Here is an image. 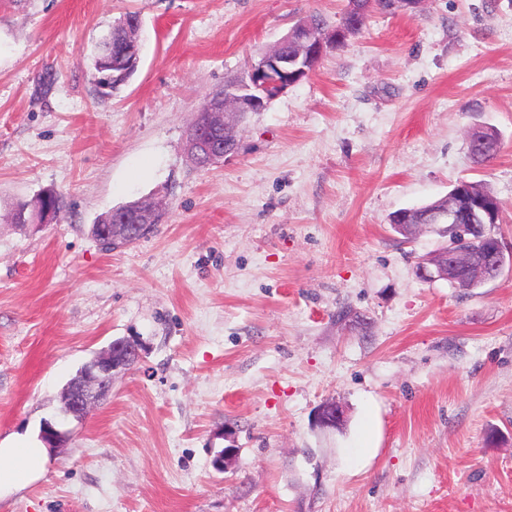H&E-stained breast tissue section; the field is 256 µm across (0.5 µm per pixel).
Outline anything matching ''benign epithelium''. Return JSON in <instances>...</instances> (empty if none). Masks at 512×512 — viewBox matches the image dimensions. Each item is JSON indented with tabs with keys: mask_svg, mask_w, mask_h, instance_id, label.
Wrapping results in <instances>:
<instances>
[{
	"mask_svg": "<svg viewBox=\"0 0 512 512\" xmlns=\"http://www.w3.org/2000/svg\"><path fill=\"white\" fill-rule=\"evenodd\" d=\"M290 39L300 46L297 53L290 54L277 48L264 53L261 64L251 67L241 84L212 96L208 111L198 115L185 135V152L191 160L206 157L215 163L223 159L226 156L224 138L235 129V118L263 110L267 98L261 95V91L267 90L277 96L308 76L321 58L326 44L336 40V32L317 33L309 22L303 21L283 41ZM464 188L466 185H458L453 195L448 197V205L432 211V218L448 221L450 230L461 229L458 225L461 212L453 199L462 196ZM159 208L156 201L147 200L137 209L117 210L112 214L111 224L97 227L95 237L99 240L114 232L135 235L154 224ZM507 267L512 269V247L496 239L483 251L450 249L446 263L434 260L431 255L425 256L420 259L416 271L426 280H446L456 288H470L480 279L486 282L498 279ZM131 357H139L137 344L118 339L87 363L78 378L68 386L64 416L82 419L92 405L109 391L112 373ZM342 419V409L330 401L324 402L317 410L316 421L323 429L336 428Z\"/></svg>",
	"mask_w": 512,
	"mask_h": 512,
	"instance_id": "obj_1",
	"label": "benign epithelium"
}]
</instances>
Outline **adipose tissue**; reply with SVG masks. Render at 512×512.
Listing matches in <instances>:
<instances>
[{"label": "adipose tissue", "instance_id": "adipose-tissue-1", "mask_svg": "<svg viewBox=\"0 0 512 512\" xmlns=\"http://www.w3.org/2000/svg\"><path fill=\"white\" fill-rule=\"evenodd\" d=\"M46 444L9 436L0 440V501L11 497L44 471Z\"/></svg>", "mask_w": 512, "mask_h": 512}]
</instances>
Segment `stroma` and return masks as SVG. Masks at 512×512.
I'll use <instances>...</instances> for the list:
<instances>
[{"label":"stroma","instance_id":"35a3bbf8","mask_svg":"<svg viewBox=\"0 0 512 512\" xmlns=\"http://www.w3.org/2000/svg\"><path fill=\"white\" fill-rule=\"evenodd\" d=\"M346 5L0 0V438L67 434L0 512H512V274L421 279L447 237L390 224L466 179L500 198L512 246V0L377 11L247 116L236 153H184L206 94ZM128 11L139 65L104 96L92 59ZM483 126L500 149L479 165ZM164 185L162 224L104 251L96 220ZM48 190L59 222L11 223ZM116 339L138 362L64 418L63 389ZM327 400L340 429L315 422ZM42 197L39 196L35 202L28 203V202H19L15 206L13 212H12V222L14 224H30L31 223V216L34 213V211L37 209L38 206H42L45 203V199L47 203L53 207L56 211V220L58 219L59 215L63 211L65 207L64 200L61 196L48 192L44 193ZM45 198V199H44Z\"/></svg>","mask_w":512,"mask_h":512}]
</instances>
